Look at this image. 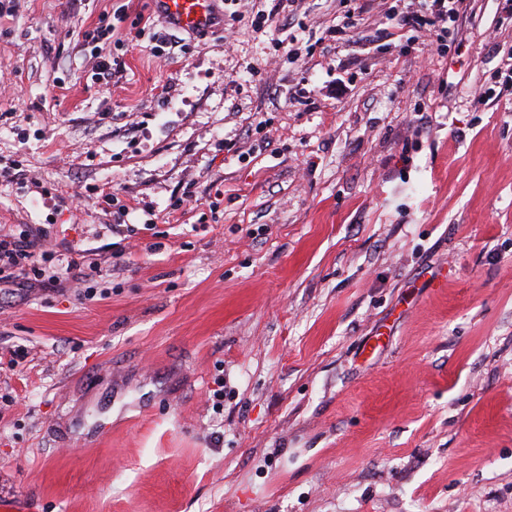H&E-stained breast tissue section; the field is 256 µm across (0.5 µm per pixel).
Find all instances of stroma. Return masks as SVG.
<instances>
[{"instance_id":"1","label":"stroma","mask_w":512,"mask_h":512,"mask_svg":"<svg viewBox=\"0 0 512 512\" xmlns=\"http://www.w3.org/2000/svg\"><path fill=\"white\" fill-rule=\"evenodd\" d=\"M251 6L0 0V235L84 273L0 283V506L512 512L504 0L424 56L404 0ZM172 26L192 32L210 31L218 16V0H157Z\"/></svg>"}]
</instances>
